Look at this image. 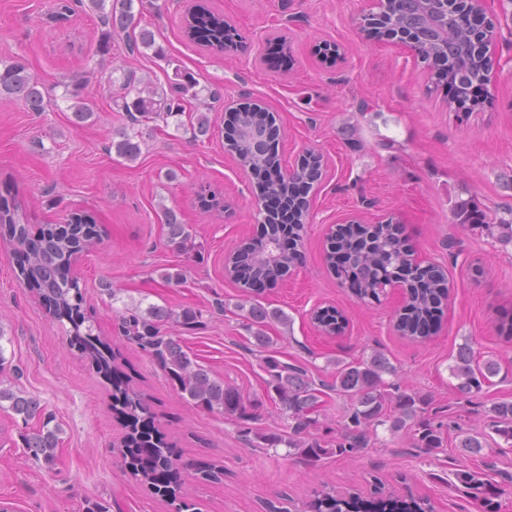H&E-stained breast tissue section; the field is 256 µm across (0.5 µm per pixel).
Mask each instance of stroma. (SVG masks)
Masks as SVG:
<instances>
[{
    "instance_id": "35a3bbf8",
    "label": "stroma",
    "mask_w": 512,
    "mask_h": 512,
    "mask_svg": "<svg viewBox=\"0 0 512 512\" xmlns=\"http://www.w3.org/2000/svg\"><path fill=\"white\" fill-rule=\"evenodd\" d=\"M57 0H0V62L21 57L44 83L41 112L13 99L0 104V194L12 191L32 231L64 223L75 209L92 212L102 231L97 248L80 252L76 274L82 310L93 332L110 343L114 365L156 416V425L183 465L181 493L197 512H304L316 490L370 494L374 479L397 492L412 490L435 512H478L473 493L451 487L465 466L484 469L500 491L499 512H512V447L488 440L479 456L455 446L456 426L484 428L487 411L512 399V338L501 323L512 312V243L478 224L458 223L459 201L494 217L512 205V0H484L494 23L489 47L488 102L474 112L453 111L443 88L410 49L366 41L359 20L370 0H208L237 29L234 44L213 51L183 35L175 0H154L140 16L165 58L132 55L128 34L112 33V51H97V14L75 9L55 18ZM337 43L335 63L321 60L323 41ZM192 72L200 85L220 88L211 117L215 131L194 137L192 112L157 130L142 123L137 160L110 152L122 114L112 98L123 74L161 83L168 63ZM94 114L74 126L63 99L73 77ZM257 100L276 118L283 166L311 151L328 172L308 194L310 208L301 259L276 287L258 293L282 309L290 326L272 324V356L305 365L330 379L331 359L350 360L378 349L396 369L394 383L431 397L443 423L442 448L420 452L403 434L378 427L354 458L312 466L241 434L238 419L219 416L180 398L153 358L118 333L120 315L151 304L199 312L200 324L171 335L200 364L239 388L258 433L286 432L288 422L267 393L261 361L248 348L237 310L244 289L224 276L228 248L260 235L256 180L227 151L224 99ZM191 227L189 246L168 243L163 208ZM365 224H399L424 263L443 266L451 293L440 331L424 341L394 328L400 289L364 303L333 275L325 259L333 226L349 216ZM161 268L182 270L185 282L166 284ZM17 259L0 244V346L11 369L4 378L38 396L62 428L53 465L29 459L13 413L0 411V505L9 512H80L99 502L109 512H174L134 477L123 461L125 428L112 409V386L69 344V322L58 321L17 279ZM111 282L116 296L101 287ZM336 307L345 335L317 331L311 312ZM472 342L501 366L492 384L459 400L450 373L460 344ZM217 461L222 480L199 478L193 465Z\"/></svg>"
}]
</instances>
